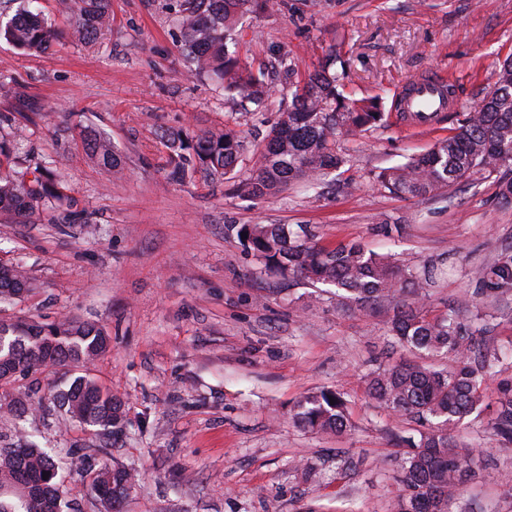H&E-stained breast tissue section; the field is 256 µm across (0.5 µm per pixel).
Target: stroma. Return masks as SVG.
Instances as JSON below:
<instances>
[{
  "label": "stroma",
  "mask_w": 512,
  "mask_h": 512,
  "mask_svg": "<svg viewBox=\"0 0 512 512\" xmlns=\"http://www.w3.org/2000/svg\"><path fill=\"white\" fill-rule=\"evenodd\" d=\"M168 4L112 0L109 30L91 40L65 32L44 55L0 40V75L16 87L0 96V141L16 147L0 163L58 159L81 213L71 224L48 212L29 224L0 214V265L23 267L35 283L0 304V320L104 326L112 347L90 373L123 408L107 431L49 406L20 420L0 411V448L28 441L65 458L71 512H104L91 478L105 464L139 475L122 512H391L404 440L417 434L369 393L375 373L411 359L385 332L394 302L361 309L334 287L265 272L236 234L244 224H302L326 248L354 242L417 270L433 266L426 309L454 315L480 346L502 353L483 410L460 428L478 462L461 499L512 512L502 486L512 452L488 410L512 381V284L493 283L494 271L512 264V204L497 195L512 166L473 170L424 198L375 179L447 138L494 85L512 54V0H278L237 26V58L265 67L273 89L257 115L239 112L215 84L184 77ZM283 53L302 77L335 57L344 95L381 98L383 120L338 137L347 161L315 191L295 180L274 196L244 199L201 172L170 180L164 133L234 123L244 137L240 168L249 171L292 100L277 63ZM428 71L456 97L419 127L392 103ZM86 130L111 139L119 168L86 153ZM324 389L345 399L351 428L342 435L292 418L299 400Z\"/></svg>",
  "instance_id": "obj_1"
}]
</instances>
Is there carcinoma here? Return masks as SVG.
Here are the masks:
<instances>
[{
	"instance_id": "1",
	"label": "carcinoma",
	"mask_w": 512,
	"mask_h": 512,
	"mask_svg": "<svg viewBox=\"0 0 512 512\" xmlns=\"http://www.w3.org/2000/svg\"><path fill=\"white\" fill-rule=\"evenodd\" d=\"M177 7L180 44L198 80L216 79L238 97L244 112H261L270 96L263 72L243 67L229 45L235 43L239 18L257 0H173ZM61 13L76 33L87 36L112 22L110 0H59ZM59 28L25 7L6 24L0 39L32 53L47 52L59 39ZM329 61L296 86L291 105L280 113L251 172L238 174L243 141L231 127L219 133L190 138L176 131L165 135L170 152L169 176L183 181L198 170L235 179L243 197L273 196L294 179L318 185L326 171L342 166L336 151V131L355 135L383 117L377 99H349L340 91V76ZM87 153L116 167L118 158L106 137L83 134ZM512 164V58L499 66L494 87L476 108L464 115L448 138L431 151L405 164L381 170L377 181L410 197L425 198L449 187L475 168L492 173ZM74 207L69 188L54 180L49 165L15 168L0 174V211L29 219L47 207ZM246 249L265 269L279 275L299 274L313 284L331 285L339 297L360 305L394 298L417 290L420 282L410 267L389 255L365 250L356 243L333 249L311 245L312 229L292 230L284 224H248L237 230ZM33 289L26 272L0 267V303L11 302ZM388 335L411 353L451 357L447 368L413 362L386 369L370 381V392L395 416L425 427L410 441L400 462L402 485L393 512H438L442 503L457 505L465 484L475 477L473 449L458 439L461 421L476 408L486 376L501 362L494 349L475 353L476 338L453 315L429 314L408 305L394 310ZM110 346L107 330L76 319L53 322L0 321V364L28 377L48 366L73 369L65 388L50 401L74 421L104 430L120 421V402L101 386L89 366ZM295 420L317 432L342 434L350 427L340 392L322 390L304 397ZM493 431L512 444V383L499 388L490 418ZM48 478H43V475ZM60 466L47 450L36 445L0 448V512H65ZM138 482L125 467L104 466L95 472L92 489L112 512Z\"/></svg>"
}]
</instances>
